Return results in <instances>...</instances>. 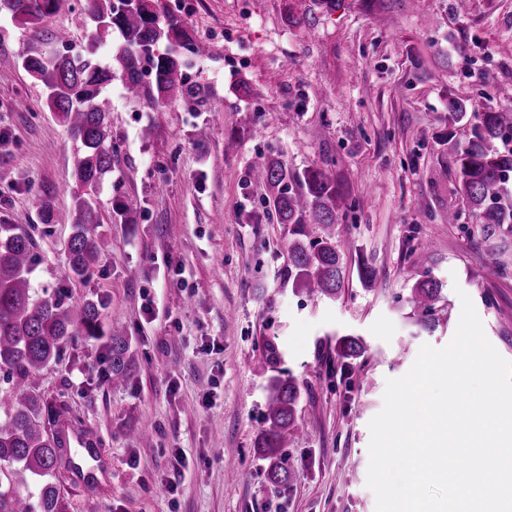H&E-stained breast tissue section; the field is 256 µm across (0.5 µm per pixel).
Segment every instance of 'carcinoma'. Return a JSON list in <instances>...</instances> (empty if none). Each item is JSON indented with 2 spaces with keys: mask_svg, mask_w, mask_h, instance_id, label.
<instances>
[{
  "mask_svg": "<svg viewBox=\"0 0 512 512\" xmlns=\"http://www.w3.org/2000/svg\"><path fill=\"white\" fill-rule=\"evenodd\" d=\"M62 0H0L14 17L36 24L53 15ZM93 23L90 50L84 54L28 55L22 67L47 90V106L59 114L77 145L74 177L92 189L112 172V138L106 112L99 104L102 91L112 84V67L94 58V48L112 31L122 33L125 48L116 59L125 89L148 93L157 103L174 95L196 105L208 95L207 87L188 81L187 56H200L204 44L192 38L180 18L161 22L152 0H86ZM165 45L162 53L159 45ZM471 136L453 148V167L460 195L467 208L493 235L512 225V108L502 107L473 115ZM253 179L269 188L266 206L276 221L288 227V280L313 299H334L344 285V263L336 245V223L344 199L336 179L322 166L290 171L270 155L253 171ZM103 218L92 201L75 197L72 234L68 243L69 274L86 280L96 267L103 247L97 228ZM431 245L418 247L416 263L423 268L411 289L410 302L427 328L439 322L435 304L439 282L427 268ZM33 242L20 224H0V370L12 386L7 396V422L0 426V512H70L61 487L59 467L67 449L53 432L62 419L75 428L82 424L61 400H50L40 389L42 370L59 361L64 347L78 336H101L99 301L74 302L64 292L32 288ZM110 381L125 382L132 361L126 330L115 326L108 333ZM267 402L257 448L269 460L264 474L274 488L290 482L291 472L278 449L288 447L296 430L300 391L296 379L280 374L267 386ZM18 481L36 490L37 500L14 490Z\"/></svg>",
  "mask_w": 512,
  "mask_h": 512,
  "instance_id": "cac0c4a2",
  "label": "carcinoma"
}]
</instances>
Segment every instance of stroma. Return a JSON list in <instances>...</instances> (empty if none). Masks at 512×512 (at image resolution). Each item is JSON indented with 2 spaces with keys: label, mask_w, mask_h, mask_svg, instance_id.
I'll return each mask as SVG.
<instances>
[{
  "label": "stroma",
  "mask_w": 512,
  "mask_h": 512,
  "mask_svg": "<svg viewBox=\"0 0 512 512\" xmlns=\"http://www.w3.org/2000/svg\"><path fill=\"white\" fill-rule=\"evenodd\" d=\"M154 5L208 45L186 73L207 86L209 102L132 101L118 79L103 91L114 166L88 195L106 248L82 283L68 267L83 193L75 143L21 59L84 50L85 5L63 0L37 25L0 11V71L9 75L0 82V218L33 240L34 288L99 297L103 329L124 325L134 358L128 381L112 386L103 342L81 337L39 376L48 397L64 396L80 414L103 461L101 478L84 483L62 470L71 512H375L368 423L387 379L405 375L422 345L451 341L459 292L512 361V229L485 237L464 209L451 147L470 126L448 122L449 99L484 112L512 87V0H429L424 12L415 0H337L331 11L318 0ZM59 30L70 46L53 41ZM271 154L292 170L329 164L346 198L336 299L308 300L285 276L288 234L250 179ZM118 202L137 223L113 220ZM425 241L441 285L432 330L409 302ZM364 263L375 272L370 288L359 278ZM343 336L360 338L363 352L341 357ZM269 342L280 365L266 358ZM282 369L301 395L284 450L291 480L275 489L255 443L266 385Z\"/></svg>",
  "instance_id": "obj_1"
}]
</instances>
